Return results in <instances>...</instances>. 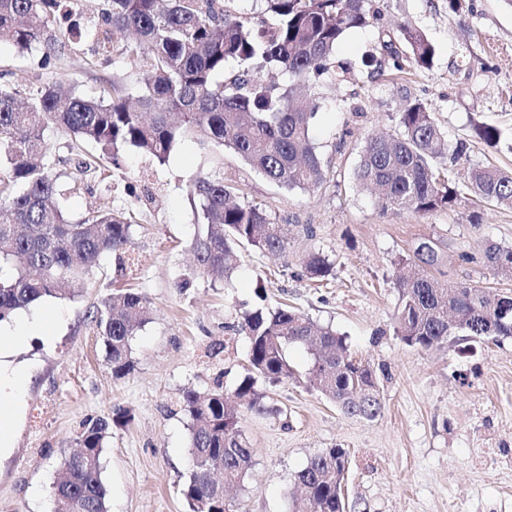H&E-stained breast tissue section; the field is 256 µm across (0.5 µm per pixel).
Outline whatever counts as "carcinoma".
<instances>
[{"label": "carcinoma", "mask_w": 512, "mask_h": 512, "mask_svg": "<svg viewBox=\"0 0 512 512\" xmlns=\"http://www.w3.org/2000/svg\"><path fill=\"white\" fill-rule=\"evenodd\" d=\"M79 0H0V45L24 54L45 48L49 63L57 46L89 44L92 56H111L115 39L122 55L140 65L135 87L118 70L96 96L77 89L67 71L55 80L40 79L26 87L0 73V322L45 299H71L86 287L106 254L122 255L133 245L132 213L125 209L91 210L71 218L59 204L65 173L54 170L45 140L49 125L67 136L68 157L82 174L112 178L124 154L138 151L159 164L174 148L195 142L210 154L215 168L199 172L187 196L197 214L191 242L193 275L233 281L235 252L253 246L284 255L288 239L257 205L236 201L238 188L224 180V150L258 171L284 191H313L326 180L311 123L322 98L323 82L343 79L346 63L336 60L345 34L377 19L368 0H255L260 19L237 16L229 0H94V20L77 9ZM400 51L395 41L380 43L393 67L410 64L430 69L432 43L418 28L402 25ZM237 69L226 71L228 62ZM288 74L289 82H267L255 68ZM398 134L372 137L361 151L354 177L372 187L383 208L411 209L428 215L468 195L478 203L512 207V172L494 166L474 167L464 181L444 175L445 133L427 105L416 100L399 112ZM474 137L489 147L512 142V130L479 123ZM95 143L101 154L84 150ZM487 261L512 277V250L491 246ZM440 252L422 241L410 259L399 261L396 285L400 304L397 335L409 345L430 349L450 336L512 337V309L505 299L492 304L476 286L444 288L427 268L441 265ZM309 278L332 274V263L320 253L305 257ZM86 318L102 341L112 376L134 369L131 343L153 318L146 294L136 288H114ZM249 340L251 373L236 385L239 404L258 413L257 379L270 385L299 380L286 346L311 347L307 380L345 414L372 420L383 404L376 374L352 357L345 338L320 327L287 305H258L238 324ZM189 416V456L195 462L181 488L189 512H233V505L213 491L219 480L241 484L249 476L253 448L240 426L238 407L221 388L182 395ZM127 413L85 423L76 437L85 462L65 456L51 491L55 512H110L101 459L112 426ZM348 456L342 448L317 454L298 472L304 491L296 512H347L342 482Z\"/></svg>", "instance_id": "obj_1"}]
</instances>
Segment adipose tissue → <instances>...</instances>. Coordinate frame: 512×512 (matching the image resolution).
I'll use <instances>...</instances> for the list:
<instances>
[{
  "instance_id": "obj_1",
  "label": "adipose tissue",
  "mask_w": 512,
  "mask_h": 512,
  "mask_svg": "<svg viewBox=\"0 0 512 512\" xmlns=\"http://www.w3.org/2000/svg\"><path fill=\"white\" fill-rule=\"evenodd\" d=\"M46 332L45 321L35 320L16 329L11 342L0 341V455L6 454L11 447L9 426L22 408L27 383L25 370L13 365L10 360L11 345L23 341L27 336Z\"/></svg>"
}]
</instances>
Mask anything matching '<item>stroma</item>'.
<instances>
[{
    "label": "stroma",
    "instance_id": "1",
    "mask_svg": "<svg viewBox=\"0 0 512 512\" xmlns=\"http://www.w3.org/2000/svg\"><path fill=\"white\" fill-rule=\"evenodd\" d=\"M460 12L448 0H369L378 21L349 31L336 56L354 64L347 82L329 88L312 124L326 169L310 192H285L224 155V176L242 201L266 209L288 234L287 256L247 246L238 252L232 285L195 279L189 243L196 231L185 188L204 158L193 142L175 147L166 164L126 153L111 180H81L65 206L80 216L93 206L133 211L138 225L132 255L134 285L155 314L134 337L135 369L114 378L99 337L86 318L89 306L123 285L116 255L105 256L95 285L74 300L48 299L38 312H59L50 341L30 338L15 361L28 364L13 448L0 459V512H50L49 492L61 458L75 448L83 423L128 411L114 428L104 456L111 512H187L180 489L189 469L187 417L180 407L187 387L222 385L232 395L247 373L248 340L235 326L258 298L285 303L345 336L352 356L375 371L383 403L372 420L341 412L306 382L312 356L288 348L302 382L257 384L266 413L243 411L241 426L254 450L244 484L229 490L236 512H293L294 479L326 448L349 454L343 492L351 512H512V337L449 338L424 350L395 333L400 259L416 242L437 243L443 263L432 277L448 287L512 291L485 260L488 246L512 248V207L464 199L429 215L381 209L353 179L368 136L399 131L404 104L422 100L447 134L448 150L465 143L449 166L463 179L473 166L512 169V152L471 136L473 124L512 128V9L503 0H467ZM420 28L435 48L425 71L370 78L361 63L399 24ZM87 48L69 44L56 66L75 73L81 89L99 92L114 63L90 68ZM310 252L329 257L334 274L317 283L302 272Z\"/></svg>",
    "mask_w": 512,
    "mask_h": 512
}]
</instances>
